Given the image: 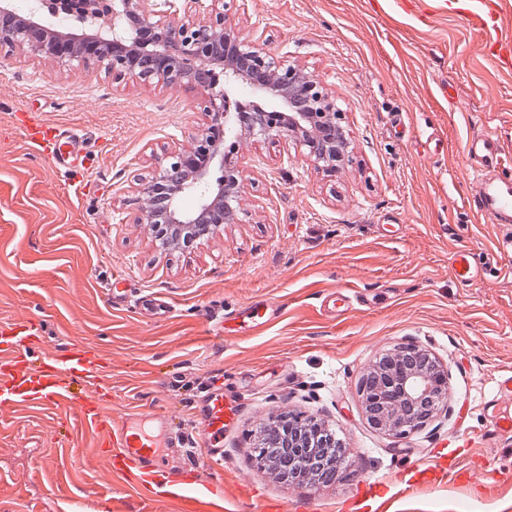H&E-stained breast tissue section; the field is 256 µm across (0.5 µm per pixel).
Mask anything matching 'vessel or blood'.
<instances>
[{
    "instance_id": "vessel-or-blood-1",
    "label": "vessel or blood",
    "mask_w": 512,
    "mask_h": 512,
    "mask_svg": "<svg viewBox=\"0 0 512 512\" xmlns=\"http://www.w3.org/2000/svg\"><path fill=\"white\" fill-rule=\"evenodd\" d=\"M441 6L473 27L484 29L499 24L501 0H442ZM484 50L499 68L512 70L511 38L485 43ZM24 128L31 149L57 169L70 165L86 147L79 128L48 124L37 114L25 117ZM466 151L479 183L469 206L486 222L501 228L497 256L511 255L512 177L488 175L489 168L501 166L504 146L498 138L482 135L473 137ZM452 269L464 283L478 276L477 267L464 249L456 252ZM273 314L272 304L262 301L239 307L234 317L213 320L211 329L218 335L231 325L256 330L265 326ZM44 346L41 321L31 317L0 321V410L18 405L69 403L82 426L95 434L97 446L107 449L109 473L146 495L163 493L183 499L190 494L204 496L223 490L224 428L238 412L237 405L225 398L223 389H213L207 395L204 426L197 445L185 450L184 463L174 468L159 464L157 441L139 425V412L116 413L110 402L74 388V381L80 379L95 384L104 381L106 372L92 350L74 343L63 352L48 353ZM464 445V438L449 440L429 464L400 473L399 483L411 487L466 480L467 469L459 453Z\"/></svg>"
}]
</instances>
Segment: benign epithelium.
I'll return each mask as SVG.
<instances>
[{
	"label": "benign epithelium",
	"instance_id": "benign-epithelium-1",
	"mask_svg": "<svg viewBox=\"0 0 512 512\" xmlns=\"http://www.w3.org/2000/svg\"><path fill=\"white\" fill-rule=\"evenodd\" d=\"M49 4L76 14L82 33L51 29L34 13L18 19L10 0H0V46L66 66L94 61L118 80L187 83L202 90L199 108L208 117L206 129L192 147L159 161L138 189L144 223L163 246L200 241L241 221L244 178L238 154L245 141L289 139L331 174L352 163L342 126L346 110L320 76L232 27L238 0H211L209 5L202 0H112L104 13L86 11L82 0ZM241 81L252 85L256 100L233 113L231 97ZM267 98L281 102V109H266L261 101ZM215 167L221 176L213 181ZM207 183L197 207L183 210V194ZM359 395L372 429L405 438L447 407L448 369L429 351L402 345L363 371ZM258 444L280 445L291 457L324 461L340 447L326 426L297 412L260 427ZM261 465L283 482H294L292 471L270 453H264Z\"/></svg>",
	"mask_w": 512,
	"mask_h": 512
}]
</instances>
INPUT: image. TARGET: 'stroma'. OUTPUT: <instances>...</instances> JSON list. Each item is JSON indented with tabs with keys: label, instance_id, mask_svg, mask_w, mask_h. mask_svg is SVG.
<instances>
[{
	"label": "stroma",
	"instance_id": "35a3bbf8",
	"mask_svg": "<svg viewBox=\"0 0 512 512\" xmlns=\"http://www.w3.org/2000/svg\"><path fill=\"white\" fill-rule=\"evenodd\" d=\"M395 0H242L236 31L260 37L320 75L346 109L353 161L318 169L289 141L252 142L241 223L165 248L139 221L136 180L188 147L207 123L193 87L114 80L0 47V319L42 320L45 348L89 344L111 363L112 406L168 419L170 466L194 443L191 413L232 379L238 403L224 431V493L197 512H341L361 480L378 483L371 512H512V435L493 433L496 382L512 371V256L471 284L452 271L462 248L490 252L499 233L470 210L476 189L466 143L497 137L512 165V73L484 57L482 36L455 15L421 23ZM83 128L84 167L34 155L13 113ZM133 292L172 309L113 306V270ZM363 301L339 313L337 293ZM274 299L283 310L256 331L211 335L207 315ZM431 351L449 376V409L404 439L374 431L359 401L363 370L397 346ZM317 418L349 453L330 484L288 485L255 461L262 421L283 411ZM469 435L484 474L471 482H397L399 465ZM255 494L245 497L242 486ZM0 512H186L144 497L103 469L91 433L53 406L0 411Z\"/></svg>",
	"mask_w": 512,
	"mask_h": 512
}]
</instances>
